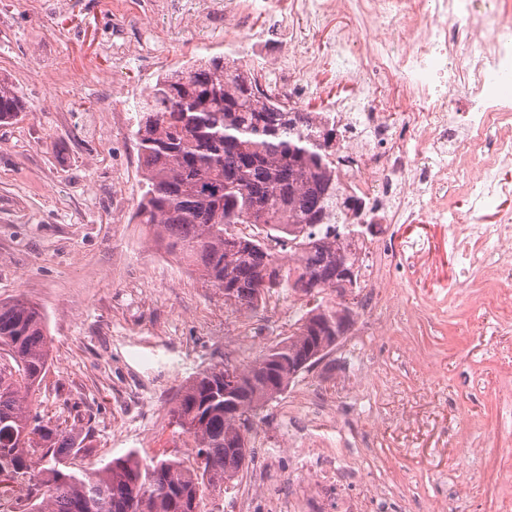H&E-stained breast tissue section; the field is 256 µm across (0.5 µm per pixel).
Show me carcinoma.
<instances>
[{"mask_svg":"<svg viewBox=\"0 0 512 512\" xmlns=\"http://www.w3.org/2000/svg\"><path fill=\"white\" fill-rule=\"evenodd\" d=\"M27 109L0 77V124ZM136 126L138 223L223 291L224 303L254 309L281 286L317 297L354 272L347 240L361 220L342 201L318 113L280 104L243 66L213 56L161 75L139 102ZM237 224L263 225L266 239L299 254L296 264L265 239L234 234ZM351 316L343 301L306 311L287 339L237 369L229 392L222 368L187 381L171 413L194 440L197 466L129 451L77 475L68 461L87 450L85 439L27 405L49 362L44 314L24 299L0 302V487L26 492L21 512H202L203 486L220 488L243 470L258 409L319 362L312 351L333 349Z\"/></svg>","mask_w":512,"mask_h":512,"instance_id":"1","label":"carcinoma"}]
</instances>
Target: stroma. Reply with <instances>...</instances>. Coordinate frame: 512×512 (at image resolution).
I'll return each instance as SVG.
<instances>
[{"label":"stroma","mask_w":512,"mask_h":512,"mask_svg":"<svg viewBox=\"0 0 512 512\" xmlns=\"http://www.w3.org/2000/svg\"><path fill=\"white\" fill-rule=\"evenodd\" d=\"M127 54L103 52L106 0H0V77L30 108L0 126V302L23 298L45 314L48 370L30 398L60 428L82 432L90 454L76 470L128 451L195 463L194 441L172 422L183 385L212 367L241 366L287 338L314 298L273 288L256 311L224 295L168 254L134 215L142 165L133 138L138 102L162 73L221 55L257 68L283 46L318 51L346 19L306 33L276 0L255 18L266 40L235 47L232 28L196 29L212 0L152 11L125 0ZM113 111H102L104 101ZM425 234L420 274L400 273L396 311L374 337L369 379L329 352L260 409L253 454L223 489L205 488L203 512H271L294 495L286 479L300 437L278 411L359 415L363 456L389 512H502L512 492V393L492 383L512 357V323L480 305L479 276L455 256L448 224L403 226ZM456 285L462 299L448 296Z\"/></svg>","instance_id":"stroma-1"}]
</instances>
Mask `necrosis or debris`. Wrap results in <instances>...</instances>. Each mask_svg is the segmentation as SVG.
<instances>
[{
    "instance_id": "1",
    "label": "necrosis or debris",
    "mask_w": 512,
    "mask_h": 512,
    "mask_svg": "<svg viewBox=\"0 0 512 512\" xmlns=\"http://www.w3.org/2000/svg\"><path fill=\"white\" fill-rule=\"evenodd\" d=\"M270 0H226L202 27L231 21L242 40L257 37L256 15ZM309 27L335 12L354 13L319 53L293 48L274 57L265 76L283 102L295 107L298 91L314 80L320 64L337 81L356 82L364 106L346 117L342 106L324 118L347 127L335 153L336 176L347 195L363 202L375 219L372 238L349 249L363 266L358 339L374 336L378 310L396 287L395 272L420 271L418 244L395 241L398 224H437L451 219L454 240L469 265L488 245L507 247L480 275L484 304L512 320V14L496 22L479 13L476 0H292ZM396 12L397 23L368 45L357 47L365 23ZM463 104L451 105L452 94ZM481 213L482 224L464 223L463 212ZM291 476L312 489L362 484L361 467L338 449L306 446Z\"/></svg>"
}]
</instances>
